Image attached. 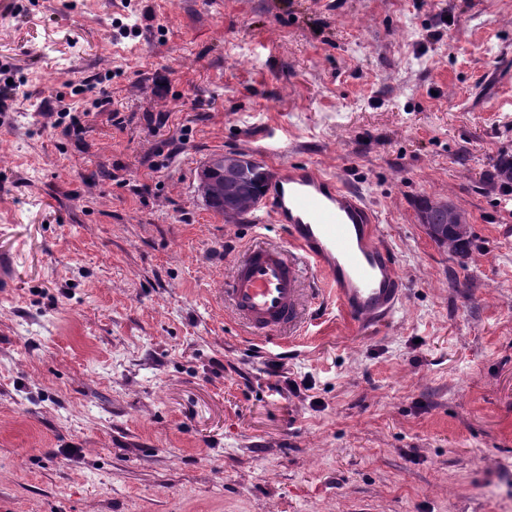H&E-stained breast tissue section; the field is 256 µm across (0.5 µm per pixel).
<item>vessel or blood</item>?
<instances>
[{
	"mask_svg": "<svg viewBox=\"0 0 512 512\" xmlns=\"http://www.w3.org/2000/svg\"><path fill=\"white\" fill-rule=\"evenodd\" d=\"M252 220L279 225L287 242L253 241L236 255L219 293L255 339L300 329L307 277L323 279L361 324L381 323L400 305L401 276L376 234V216L358 192L317 165L277 167Z\"/></svg>",
	"mask_w": 512,
	"mask_h": 512,
	"instance_id": "vessel-or-blood-1",
	"label": "vessel or blood"
}]
</instances>
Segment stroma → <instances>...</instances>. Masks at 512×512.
I'll return each mask as SVG.
<instances>
[{
  "mask_svg": "<svg viewBox=\"0 0 512 512\" xmlns=\"http://www.w3.org/2000/svg\"><path fill=\"white\" fill-rule=\"evenodd\" d=\"M8 77L0 512H512V0H0ZM225 151L362 192L395 318L325 292L249 337L217 289L284 236L201 198ZM425 197L466 213L468 258Z\"/></svg>",
  "mask_w": 512,
  "mask_h": 512,
  "instance_id": "1",
  "label": "stroma"
}]
</instances>
